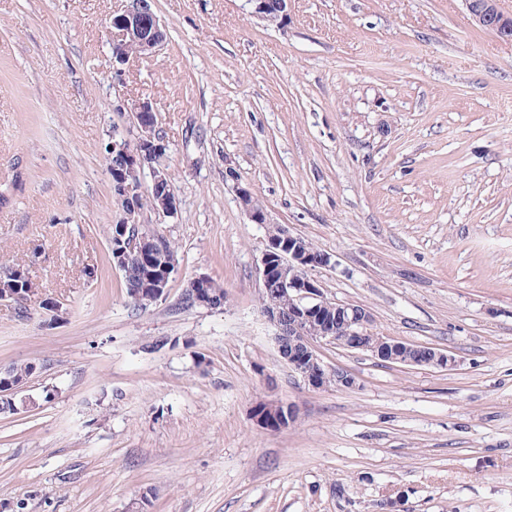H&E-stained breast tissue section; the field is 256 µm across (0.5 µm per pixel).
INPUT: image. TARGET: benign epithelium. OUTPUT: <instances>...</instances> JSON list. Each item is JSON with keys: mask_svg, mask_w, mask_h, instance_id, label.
I'll return each mask as SVG.
<instances>
[{"mask_svg": "<svg viewBox=\"0 0 512 512\" xmlns=\"http://www.w3.org/2000/svg\"><path fill=\"white\" fill-rule=\"evenodd\" d=\"M122 2L121 9L111 20L112 69L117 77L122 76L123 66L130 58L147 56L165 41L163 25L152 9L153 0ZM246 3L250 5L251 17L271 24L281 23L288 8V0L275 3L246 0ZM465 4L480 28L494 32L503 40H512V16L501 11L499 0H465ZM122 109L129 113L137 137L132 146L126 139L114 136L107 148V157L118 159V163L107 168L112 192L122 208V216L111 225L112 264L118 269L134 259L148 260L155 256L161 236L142 231L144 225L138 223L137 202L147 192L142 181L144 169L150 170L153 189L163 185L167 177L166 169L157 164L167 144L157 134L153 103L138 100L122 105ZM239 195L252 223H269L265 209L255 206L249 190L242 188ZM278 229V235L267 237L259 273L264 284L270 279L276 281L275 294L288 300L290 317L282 316L279 301L273 299L262 307V313L277 329L275 341L281 360L309 386L321 389L328 378L338 387L357 385V379L348 370L324 364L319 353L321 345L368 352L390 364L426 365L446 371L456 366L453 355L428 346L420 349L416 356H410L414 348L409 343L372 331L373 317L367 309H356L325 297L319 285L307 276V269L328 264L330 257L304 249L300 237L292 235L286 227L280 225ZM6 276L9 282L0 279L1 302L26 303L32 299L35 288L29 267H13ZM208 282V277L199 276L193 280V287L197 304L210 308ZM254 418L262 427L278 430L288 426L293 411L282 403L265 402L263 407H255Z\"/></svg>", "mask_w": 512, "mask_h": 512, "instance_id": "obj_1", "label": "benign epithelium"}]
</instances>
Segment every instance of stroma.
<instances>
[{
	"label": "stroma",
	"mask_w": 512,
	"mask_h": 512,
	"mask_svg": "<svg viewBox=\"0 0 512 512\" xmlns=\"http://www.w3.org/2000/svg\"><path fill=\"white\" fill-rule=\"evenodd\" d=\"M120 0H0V367L38 365L0 414V512H512V43L463 0H155V53L112 71ZM168 145L165 295L141 308L109 257L121 100ZM269 222L329 256L307 275L375 332L452 351L454 370L321 346L353 389L315 390L263 315ZM97 277L87 280L86 266ZM205 275L224 307L183 305ZM289 405L270 431L257 402ZM246 3L250 5V16L265 23L280 24L287 15L288 0H246ZM30 265L24 268H11L6 272L10 278L9 282H4V276L0 279V301L13 303H27L35 295L34 281L29 271ZM23 283L25 288H22ZM23 289V291H22Z\"/></svg>",
	"instance_id": "stroma-1"
}]
</instances>
